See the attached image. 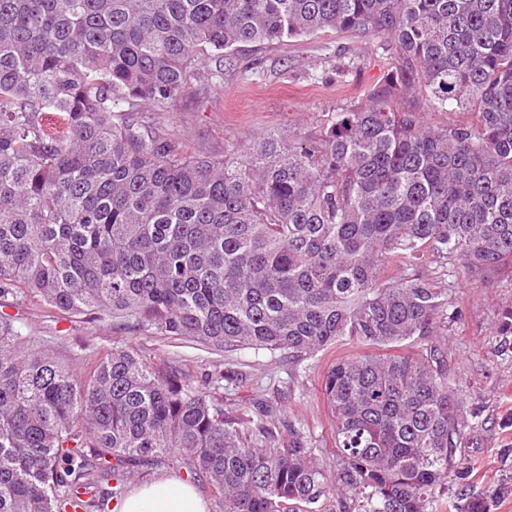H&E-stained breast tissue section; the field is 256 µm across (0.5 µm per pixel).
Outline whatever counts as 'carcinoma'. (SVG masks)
Instances as JSON below:
<instances>
[{
  "label": "carcinoma",
  "instance_id": "cac0c4a2",
  "mask_svg": "<svg viewBox=\"0 0 512 512\" xmlns=\"http://www.w3.org/2000/svg\"><path fill=\"white\" fill-rule=\"evenodd\" d=\"M331 29L399 60L314 140L201 157L129 118L208 56ZM421 93L474 125L433 131ZM512 259V0H0V306L27 297L219 350L296 359L346 337L324 397L358 512H430L469 423L432 342L458 318L426 255ZM400 261L403 271L386 276ZM427 341L411 355L406 341ZM132 347L57 359L0 314V512H105L129 467L178 464L224 512H319L315 449ZM454 512H491L458 488Z\"/></svg>",
  "mask_w": 512,
  "mask_h": 512
}]
</instances>
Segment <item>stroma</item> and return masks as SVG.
Returning <instances> with one entry per match:
<instances>
[{
    "instance_id": "stroma-1",
    "label": "stroma",
    "mask_w": 512,
    "mask_h": 512,
    "mask_svg": "<svg viewBox=\"0 0 512 512\" xmlns=\"http://www.w3.org/2000/svg\"><path fill=\"white\" fill-rule=\"evenodd\" d=\"M380 44L374 36L325 30L241 45L222 58L207 57L174 107L143 103L137 117L153 134L202 156L240 157L256 131L312 139L336 113L363 102L397 66V58ZM218 71L224 77L219 86L212 78ZM448 269L441 281L452 292L459 319L441 328L438 343L465 414L480 419L456 452L448 484L466 477L475 492L493 493L491 512H512V335L497 329L500 313L512 308V259L470 275L460 272L454 259ZM7 312L16 326L74 366L106 349L130 346L152 361L170 363L202 391L211 376L224 372L225 402L245 412L257 404L273 406L280 432L299 429L326 476L336 474L339 458L322 385L337 360L364 354L354 341H338L294 364L277 352L219 351L105 315L73 317L35 298Z\"/></svg>"
}]
</instances>
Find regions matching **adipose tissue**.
<instances>
[{"label": "adipose tissue", "instance_id": "ef3b65f1", "mask_svg": "<svg viewBox=\"0 0 512 512\" xmlns=\"http://www.w3.org/2000/svg\"><path fill=\"white\" fill-rule=\"evenodd\" d=\"M119 512H207V504L191 484L166 478L136 487Z\"/></svg>", "mask_w": 512, "mask_h": 512}]
</instances>
